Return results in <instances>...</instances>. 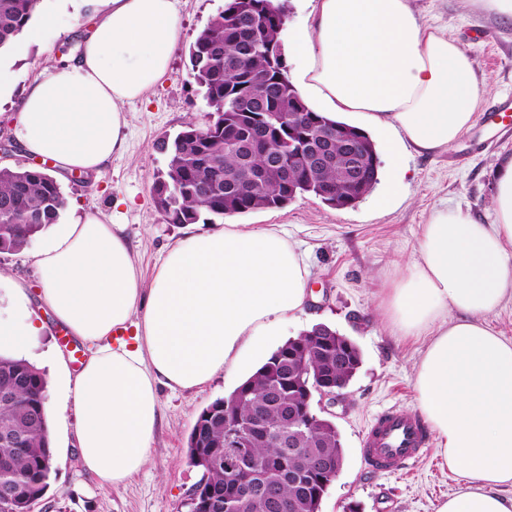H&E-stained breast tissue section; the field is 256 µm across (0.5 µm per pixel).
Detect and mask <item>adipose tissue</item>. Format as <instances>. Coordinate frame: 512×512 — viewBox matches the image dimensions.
I'll return each mask as SVG.
<instances>
[{
  "mask_svg": "<svg viewBox=\"0 0 512 512\" xmlns=\"http://www.w3.org/2000/svg\"><path fill=\"white\" fill-rule=\"evenodd\" d=\"M94 10L72 61L27 88L15 137L24 155L57 176L102 177L124 148L123 106L165 77L180 31L176 0H40L42 25L58 12ZM292 76L308 107L353 114L388 159L389 207L403 154L452 148L474 120L484 84L467 50L425 26L409 0H316L304 27L283 29ZM483 224L469 212L433 210L416 258L382 299L399 336L421 337L418 406L437 452L458 475L438 512H512V339L486 323L512 299V156L497 166ZM38 290L53 322L93 347L66 393L77 410L81 462L105 485L145 466L158 424L159 386L192 389L219 371L266 358L265 337L302 312L307 269L277 230L227 224L188 232L143 281L121 224L80 208L60 213L35 253ZM11 288L16 316L0 317V354H17L43 330L25 285Z\"/></svg>",
  "mask_w": 512,
  "mask_h": 512,
  "instance_id": "obj_1",
  "label": "adipose tissue"
}]
</instances>
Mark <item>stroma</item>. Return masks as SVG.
<instances>
[{
	"instance_id": "1",
	"label": "stroma",
	"mask_w": 512,
	"mask_h": 512,
	"mask_svg": "<svg viewBox=\"0 0 512 512\" xmlns=\"http://www.w3.org/2000/svg\"><path fill=\"white\" fill-rule=\"evenodd\" d=\"M225 0H177L180 39L167 75L138 100L126 104L124 151L113 157L99 179L73 177L59 185L69 205L125 225L144 279H151L166 251L188 230L166 223L151 187L167 170L163 138L174 137L186 123L203 126L211 110L203 90L190 75L188 47L223 10ZM420 21L459 42L470 54L486 87L480 109L512 103V20L468 7L465 0H411ZM86 19L59 15L55 25L25 56L11 63V94L0 101V140L11 139L28 84L46 68L74 58ZM512 156V125L501 128L474 122L448 151L407 155L404 187L390 209L370 199L336 209L305 194L286 206L224 217L213 226H274L304 253L309 302L271 347L324 324L349 336L361 352V366L346 390L345 407L336 409L345 461L324 496L320 512H438L457 488L436 449L404 472L367 468L362 438L373 419L392 408L417 410L413 365L425 342L394 335L381 320L378 304L413 259L421 224L433 209L449 205L488 223L499 158ZM33 354L47 382L49 424L58 452L45 495L33 512H189L187 499L202 471L187 456V440L201 413L215 400L230 396L239 371L218 372L203 386L184 391L160 388L161 419L150 460L126 483L100 484L81 463L76 443V413L66 401L64 384L74 377L75 356H87L75 340L47 325Z\"/></svg>"
}]
</instances>
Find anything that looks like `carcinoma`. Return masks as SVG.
Wrapping results in <instances>:
<instances>
[{
	"mask_svg": "<svg viewBox=\"0 0 512 512\" xmlns=\"http://www.w3.org/2000/svg\"><path fill=\"white\" fill-rule=\"evenodd\" d=\"M39 0H0V48L17 40L35 15ZM254 20V34L245 35L239 22ZM286 22V8L272 0H226L224 10L197 34L189 47L191 76L204 90L211 108L206 129L210 134L191 139L187 124L160 147L167 153L165 175L156 179L152 192L168 224H196L201 215L244 214L260 209L281 208L294 198L310 194L337 209L356 205L379 180L380 161L373 140L361 130L335 122L311 111L299 99L288 69L275 68L268 47L279 43L278 34ZM269 88L261 110L244 106V98L260 87ZM270 128L268 138L253 144L250 160L242 164L233 143L253 137L254 125ZM315 124L334 127L338 139L333 150L341 155L338 166L319 172L307 169L298 158L303 151L302 135ZM360 138V150L367 156L363 179L354 184L337 182L348 162L342 136ZM276 156L288 167L283 179L270 163ZM257 175L260 184L241 193L235 176L242 167ZM204 184L203 190L196 185ZM66 206L57 181L46 171L32 167L0 168V253L24 248ZM345 364L335 368L336 378L351 375L361 362L356 345L341 349ZM283 374L267 359L247 380V397H228L239 415L246 419L261 407L269 423L266 435L253 439V457L262 465L266 481L278 493L296 498L295 512H313V501L300 494L286 478V459L277 440L280 436L278 407L267 402V393L282 386ZM46 380L41 371L24 359L0 355V429L8 426L12 437L0 438V512H29L49 485L54 453L49 446L45 413ZM292 437L300 448L317 454L343 457V445L336 425L328 420L315 428L294 429ZM209 458L199 465L207 476L206 486L219 500L231 487L224 471V400L218 399L199 414L188 437V457Z\"/></svg>",
	"mask_w": 512,
	"mask_h": 512,
	"instance_id": "1",
	"label": "carcinoma"
}]
</instances>
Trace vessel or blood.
I'll return each instance as SVG.
<instances>
[{"mask_svg": "<svg viewBox=\"0 0 512 512\" xmlns=\"http://www.w3.org/2000/svg\"><path fill=\"white\" fill-rule=\"evenodd\" d=\"M362 445L369 468L386 472L402 471L426 453L427 428L417 413L387 411L374 419L363 437Z\"/></svg>", "mask_w": 512, "mask_h": 512, "instance_id": "1", "label": "vessel or blood"}]
</instances>
